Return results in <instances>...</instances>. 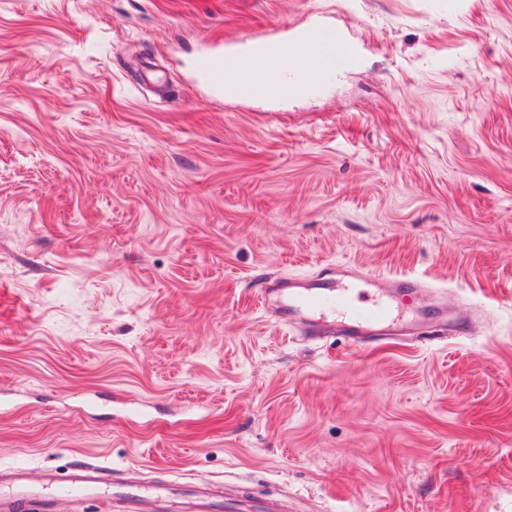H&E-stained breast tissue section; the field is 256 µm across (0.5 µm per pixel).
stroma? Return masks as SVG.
Wrapping results in <instances>:
<instances>
[{
  "label": "stroma",
  "mask_w": 512,
  "mask_h": 512,
  "mask_svg": "<svg viewBox=\"0 0 512 512\" xmlns=\"http://www.w3.org/2000/svg\"><path fill=\"white\" fill-rule=\"evenodd\" d=\"M313 13L365 45L326 94L197 81L203 45ZM350 267L415 336L259 308ZM81 461L512 512V0H0V469Z\"/></svg>",
  "instance_id": "obj_1"
}]
</instances>
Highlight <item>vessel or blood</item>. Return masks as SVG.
<instances>
[{
  "label": "vessel or blood",
  "instance_id": "vessel-or-blood-1",
  "mask_svg": "<svg viewBox=\"0 0 512 512\" xmlns=\"http://www.w3.org/2000/svg\"><path fill=\"white\" fill-rule=\"evenodd\" d=\"M273 44L300 47L301 55L289 59L295 71L329 77L359 67L362 46L347 28L315 21L300 27H280L259 41L252 52L264 54ZM199 79L216 93L224 91V53L213 47L203 51L196 62ZM362 272L349 269L341 279H326L303 288L293 282L269 278L257 291L260 306L270 307L274 317L303 325L304 335L326 336L335 332L353 343L386 339L399 335L401 328L392 307L383 301L369 305L356 302L353 292L365 281ZM51 491L37 494L27 484L23 469L0 470V512H53L57 497L94 495L109 492L112 512H163L172 490L165 486L143 487L136 475L115 476L105 466L82 461L65 479L53 471L44 474ZM224 501V487L209 481H196L180 501L179 512H218Z\"/></svg>",
  "mask_w": 512,
  "mask_h": 512
}]
</instances>
